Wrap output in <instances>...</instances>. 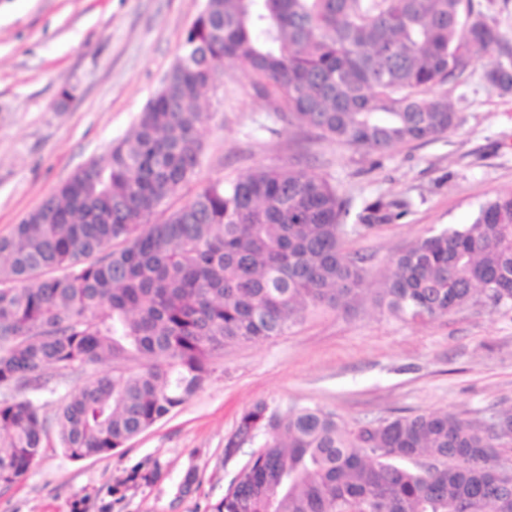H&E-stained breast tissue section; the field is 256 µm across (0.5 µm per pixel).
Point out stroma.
I'll use <instances>...</instances> for the list:
<instances>
[{
  "instance_id": "1",
  "label": "stroma",
  "mask_w": 512,
  "mask_h": 512,
  "mask_svg": "<svg viewBox=\"0 0 512 512\" xmlns=\"http://www.w3.org/2000/svg\"><path fill=\"white\" fill-rule=\"evenodd\" d=\"M204 3L0 0V237L131 130ZM493 61L480 55L464 82L431 88L457 113L453 129L383 151L287 121L247 72L225 67L204 104L198 172L164 208H179L211 181L301 161L349 202L342 248L375 288L416 241L473 223L486 201L512 193V94L485 82ZM377 200L385 218L357 222ZM259 400L318 406L351 429L427 411L489 427L512 406V304L481 295L418 324L369 302L225 348L199 391L111 454L75 460L50 442L23 479L0 486V512H210L249 459L245 450L225 457L224 446Z\"/></svg>"
}]
</instances>
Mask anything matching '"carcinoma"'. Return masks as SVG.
<instances>
[{"label": "carcinoma", "mask_w": 512, "mask_h": 512, "mask_svg": "<svg viewBox=\"0 0 512 512\" xmlns=\"http://www.w3.org/2000/svg\"><path fill=\"white\" fill-rule=\"evenodd\" d=\"M491 50L484 79L511 94L512 42L474 0H206L132 131L0 238V484L52 435L72 459L123 447L201 389L227 347L363 304L366 271L341 246L347 205L297 164L161 210L196 175L202 102L223 66L247 71L278 114L381 151L454 128L428 90ZM478 292L512 304V193L401 253L374 302L426 323ZM95 364L112 371L50 411L15 395ZM498 422L489 435L432 411L349 430L319 407L258 401L224 449L250 458L212 512H512L496 469L512 410Z\"/></svg>", "instance_id": "1"}]
</instances>
